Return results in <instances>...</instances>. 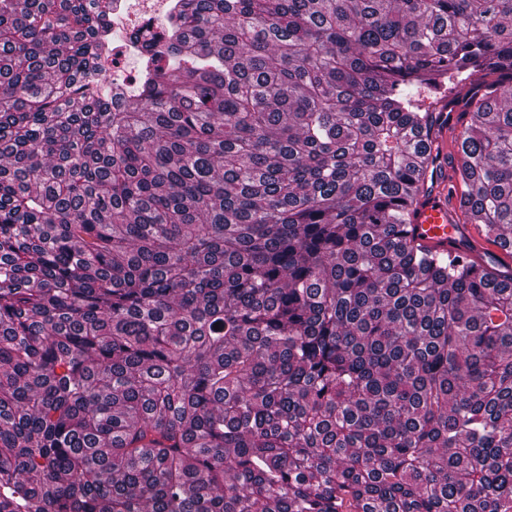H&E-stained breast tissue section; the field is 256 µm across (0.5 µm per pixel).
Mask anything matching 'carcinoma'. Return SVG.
<instances>
[{
	"mask_svg": "<svg viewBox=\"0 0 512 512\" xmlns=\"http://www.w3.org/2000/svg\"><path fill=\"white\" fill-rule=\"evenodd\" d=\"M0 0V512H512V0ZM219 329H214V324ZM171 0H117L112 10V55L103 62L102 76L112 95L126 96V85L132 80L124 78L128 50L138 47L131 43L134 36L141 34L151 20L156 23L168 14ZM126 35L124 45L114 46V35ZM459 194L460 185L449 166L440 183L420 200L412 215L414 235L421 244L451 255L472 253V246L478 247L475 237L484 241V247L493 249L495 243L487 237L484 224L463 214L460 224H455Z\"/></svg>",
	"mask_w": 512,
	"mask_h": 512,
	"instance_id": "obj_1",
	"label": "carcinoma"
}]
</instances>
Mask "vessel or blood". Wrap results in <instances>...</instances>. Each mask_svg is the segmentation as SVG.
<instances>
[{
  "instance_id": "1",
  "label": "vessel or blood",
  "mask_w": 512,
  "mask_h": 512,
  "mask_svg": "<svg viewBox=\"0 0 512 512\" xmlns=\"http://www.w3.org/2000/svg\"><path fill=\"white\" fill-rule=\"evenodd\" d=\"M459 194L453 170H446L411 217L413 233L421 244L451 255L472 253L476 239L471 228L456 221Z\"/></svg>"
}]
</instances>
